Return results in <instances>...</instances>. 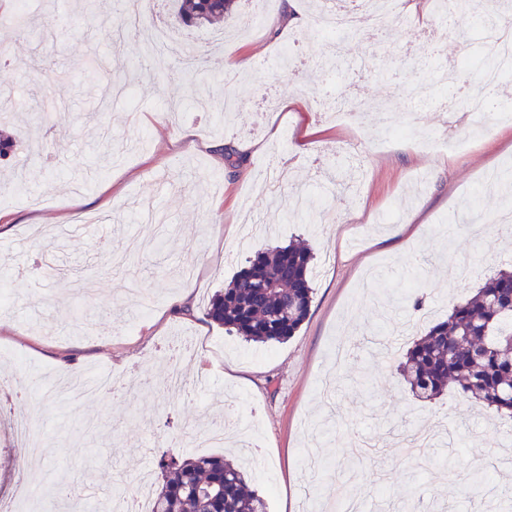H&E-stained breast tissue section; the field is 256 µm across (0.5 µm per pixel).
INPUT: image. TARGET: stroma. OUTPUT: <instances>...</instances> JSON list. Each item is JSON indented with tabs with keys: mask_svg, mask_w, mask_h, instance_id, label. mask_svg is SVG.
<instances>
[{
	"mask_svg": "<svg viewBox=\"0 0 512 512\" xmlns=\"http://www.w3.org/2000/svg\"><path fill=\"white\" fill-rule=\"evenodd\" d=\"M430 0H415L387 30L346 40L332 66L326 38L309 35L307 63L277 58L296 33L271 35L275 10L239 0L220 32L172 26L169 4L147 9L151 25L174 29L208 66L196 78L136 68L148 50L133 33L106 23L110 0H28V25L15 0H0V132L13 148L0 157V213L17 219L0 236V348L14 349L0 377L25 393L15 414L36 413L33 452L0 429V497L16 474L35 492L61 483L68 498L42 512H67L71 499L129 495L162 452L196 454L198 433L239 412L252 415L256 459L251 488L268 512H333L329 489L355 467L350 495L364 512H494L511 478L512 419L456 394L414 399L394 369L412 337L402 299L424 294L433 320L447 318L498 269L512 266V240H476L471 220H492L503 190L480 185L490 170L512 167V123L491 122L461 152L428 148L438 116L461 112L481 88L462 56L487 50L481 14L435 24ZM264 10L259 32L243 29ZM235 70L234 83L219 72ZM357 90L368 103L398 105L409 137L379 142L370 111L358 125L329 122L322 103ZM233 96L222 119L201 99ZM302 99L319 134L300 142L293 99ZM180 102V111L169 105ZM250 143L244 169L216 163L210 145ZM289 159L274 193L257 183L271 159ZM306 240L314 255L313 302L288 342L258 344L227 333L203 312L254 252ZM404 241V252L392 249ZM190 295L196 318L174 315ZM202 345L171 362L176 344ZM179 369L189 389L170 395ZM112 373L127 394L72 402L54 394L63 373ZM457 458L455 471L442 467ZM482 492L470 487L472 469Z\"/></svg>",
	"mask_w": 512,
	"mask_h": 512,
	"instance_id": "35a3bbf8",
	"label": "stroma"
}]
</instances>
